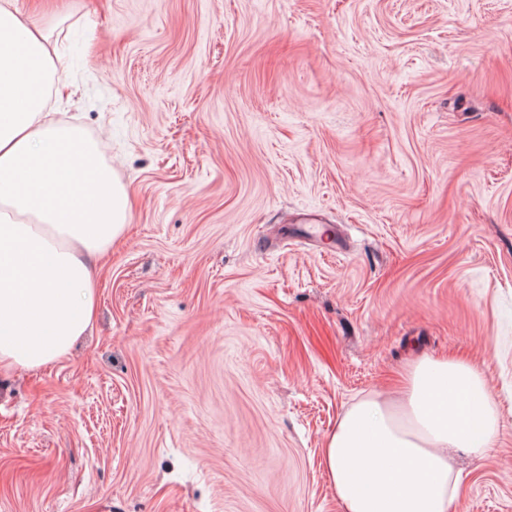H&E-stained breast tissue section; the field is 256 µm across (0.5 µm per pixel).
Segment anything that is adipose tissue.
<instances>
[{
  "label": "adipose tissue",
  "instance_id": "obj_1",
  "mask_svg": "<svg viewBox=\"0 0 512 512\" xmlns=\"http://www.w3.org/2000/svg\"><path fill=\"white\" fill-rule=\"evenodd\" d=\"M56 44L0 0V368L64 360L88 330L98 271L126 228L128 193L96 139L48 90ZM500 409L463 357L413 360L399 389L359 399L322 450L342 512H451L455 449L494 446Z\"/></svg>",
  "mask_w": 512,
  "mask_h": 512
}]
</instances>
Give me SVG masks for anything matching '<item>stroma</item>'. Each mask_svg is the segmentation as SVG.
I'll return each instance as SVG.
<instances>
[{
  "mask_svg": "<svg viewBox=\"0 0 512 512\" xmlns=\"http://www.w3.org/2000/svg\"><path fill=\"white\" fill-rule=\"evenodd\" d=\"M49 8L130 210L91 329L0 373V512H341L324 441L414 353L501 404L454 512H512V0Z\"/></svg>",
  "mask_w": 512,
  "mask_h": 512,
  "instance_id": "35a3bbf8",
  "label": "stroma"
}]
</instances>
